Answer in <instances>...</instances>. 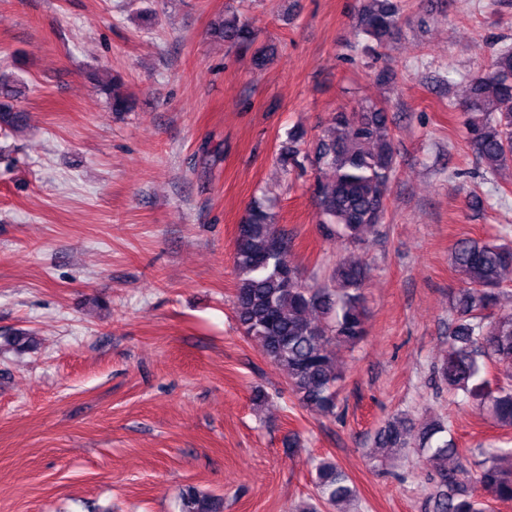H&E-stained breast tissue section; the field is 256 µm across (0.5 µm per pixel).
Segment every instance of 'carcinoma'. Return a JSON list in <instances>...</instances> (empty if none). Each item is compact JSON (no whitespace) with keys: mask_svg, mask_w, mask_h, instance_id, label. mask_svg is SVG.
<instances>
[{"mask_svg":"<svg viewBox=\"0 0 512 512\" xmlns=\"http://www.w3.org/2000/svg\"><path fill=\"white\" fill-rule=\"evenodd\" d=\"M401 0H360L358 32L365 49L386 47L401 16ZM213 34L238 48L254 37L250 25L231 13L217 20ZM107 91L112 111L125 112L129 97ZM17 90L0 78V127L20 132L26 115L15 104ZM466 143L483 170L497 175L512 167V48L495 54L469 77L466 94L455 104ZM304 132L288 133L281 161L292 168L333 174L315 178L313 194L326 236L359 244L363 234L383 222L396 172L392 118L375 103L331 113L324 134L311 151H301ZM291 240L260 204L252 205L239 225L234 247L236 288L233 309L246 335L263 356L286 371L288 387L299 404L334 418L340 408L342 372L336 348L356 346L367 334L362 290L369 276L365 262L342 258L328 282L308 286L290 260ZM451 265L465 287L450 305L448 350L435 376L448 390L463 393L495 423L512 429V309L501 307L512 279V245L499 239L458 240ZM510 371L491 382L488 362ZM440 420L417 424L394 416L378 431L372 456L393 457L413 448L430 465L427 496L430 512H489L491 502H512V448L485 452L479 472L448 437ZM314 495L294 512H357L359 496L350 476L332 459L315 466ZM180 512H224L223 499L187 485Z\"/></svg>","mask_w":512,"mask_h":512,"instance_id":"1","label":"carcinoma"}]
</instances>
